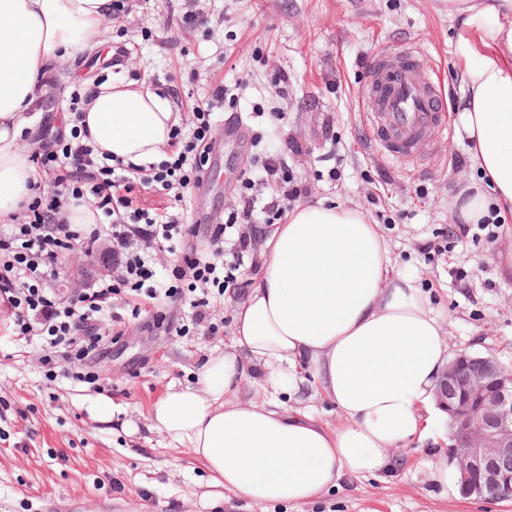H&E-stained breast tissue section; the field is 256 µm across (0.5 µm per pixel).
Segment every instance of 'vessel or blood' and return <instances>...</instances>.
Wrapping results in <instances>:
<instances>
[{"mask_svg": "<svg viewBox=\"0 0 512 512\" xmlns=\"http://www.w3.org/2000/svg\"><path fill=\"white\" fill-rule=\"evenodd\" d=\"M432 66L408 45L394 52L381 49L372 57L362 87L371 109V141L393 162L416 163L421 142L443 128L442 90L424 75Z\"/></svg>", "mask_w": 512, "mask_h": 512, "instance_id": "b4317fda", "label": "vessel or blood"}]
</instances>
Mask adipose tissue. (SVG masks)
<instances>
[{
  "instance_id": "ef3b65f1",
  "label": "adipose tissue",
  "mask_w": 512,
  "mask_h": 512,
  "mask_svg": "<svg viewBox=\"0 0 512 512\" xmlns=\"http://www.w3.org/2000/svg\"><path fill=\"white\" fill-rule=\"evenodd\" d=\"M112 0H0V219L21 212L40 177L22 144L41 81L93 49ZM463 95L456 105L483 174L452 213L466 224L512 216V0H448ZM146 82L99 84L78 127L96 155L136 165L165 157L179 126ZM258 269L234 305V333L195 384L169 388L152 429L188 449L227 499L305 503L347 477L379 476L424 430L449 361L417 278L395 272L379 225L358 208L306 201L256 227ZM310 381L342 418L258 400Z\"/></svg>"
}]
</instances>
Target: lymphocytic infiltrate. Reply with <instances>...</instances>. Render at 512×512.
Segmentation results:
<instances>
[{"mask_svg":"<svg viewBox=\"0 0 512 512\" xmlns=\"http://www.w3.org/2000/svg\"><path fill=\"white\" fill-rule=\"evenodd\" d=\"M227 94L220 84L194 103L189 129L173 131L167 157L159 162L135 166L97 157L75 126L57 139L55 149L36 154L39 191L22 219L0 228V298L13 309L20 335L44 337L52 346L73 347L78 357H85L102 342L101 326L114 299L142 290L152 299L195 292L192 318L205 320L208 291L233 281L237 269L235 263L224 261L227 229L280 223L304 192L289 173L287 155L262 158L265 177L277 184V193L258 199L252 193L254 180L242 174L238 206L223 222L207 225V247L185 254L173 265L168 282L157 281L158 255L170 251L186 231L181 204L210 166L217 133L215 109ZM145 190L172 198L175 211L159 214L139 207L137 198ZM73 200L100 211L99 222L84 227L67 223L64 210ZM105 241L112 257L109 272L75 297L57 299L50 282L58 276L65 255L77 247L94 253Z\"/></svg>","mask_w":512,"mask_h":512,"instance_id":"1","label":"lymphocytic infiltrate"}]
</instances>
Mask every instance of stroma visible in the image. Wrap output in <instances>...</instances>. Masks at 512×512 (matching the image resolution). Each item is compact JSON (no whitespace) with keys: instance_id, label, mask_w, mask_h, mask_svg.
Masks as SVG:
<instances>
[{"instance_id":"stroma-1","label":"stroma","mask_w":512,"mask_h":512,"mask_svg":"<svg viewBox=\"0 0 512 512\" xmlns=\"http://www.w3.org/2000/svg\"><path fill=\"white\" fill-rule=\"evenodd\" d=\"M191 11L199 21L184 23ZM107 30L95 54L54 71L26 129L33 149L64 130L66 102L85 80L146 81L183 114L226 84L235 101L223 115H241L259 144L251 152L246 140L222 137L200 201L211 217L236 208V176L255 155L298 143L288 163L308 198L359 206L379 224L395 269L419 280L450 355H490L512 370V274L499 263L512 251V218L494 238L475 227L442 253L428 250L449 224L454 196L480 177L453 108L461 64L448 0H134ZM405 42L433 61L449 107L448 133L422 143L416 166L394 165L373 147L359 97L373 51ZM125 46L130 55L113 66V51ZM282 74L284 96L275 87ZM256 261L245 256L235 285L200 323L174 298L147 301L136 316L117 303L122 335L81 361L37 338L17 340L13 312L0 301V512H512V499L467 497L431 481L451 445L443 419L405 449L409 465L390 473L345 479L305 504L212 507L202 462L149 429L147 417L169 385L194 382L211 352L229 344L234 302ZM87 371L96 384L72 380ZM97 393L122 407L112 425L83 407Z\"/></svg>"}]
</instances>
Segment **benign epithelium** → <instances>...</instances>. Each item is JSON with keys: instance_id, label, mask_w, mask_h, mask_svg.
Listing matches in <instances>:
<instances>
[{"instance_id": "benign-epithelium-1", "label": "benign epithelium", "mask_w": 512, "mask_h": 512, "mask_svg": "<svg viewBox=\"0 0 512 512\" xmlns=\"http://www.w3.org/2000/svg\"><path fill=\"white\" fill-rule=\"evenodd\" d=\"M470 355L461 353L448 364L436 392L437 405L448 415V464L462 490L469 496L484 497L494 487L512 481V472L501 462L512 457V371L485 357L495 374L466 378L457 399L449 389L460 383L461 369Z\"/></svg>"}]
</instances>
